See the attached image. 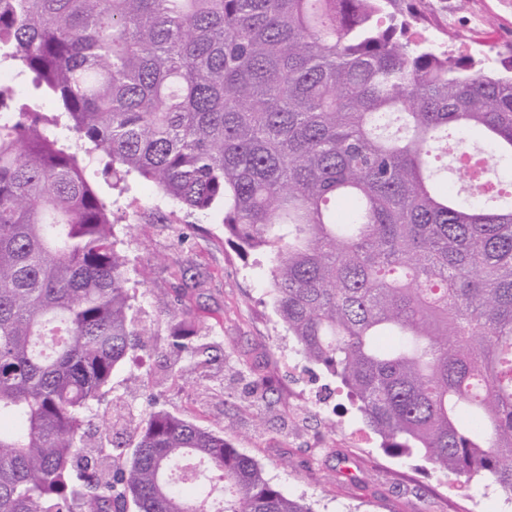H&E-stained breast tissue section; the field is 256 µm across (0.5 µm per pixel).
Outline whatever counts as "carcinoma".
Listing matches in <instances>:
<instances>
[{"mask_svg": "<svg viewBox=\"0 0 512 512\" xmlns=\"http://www.w3.org/2000/svg\"><path fill=\"white\" fill-rule=\"evenodd\" d=\"M421 0H0V512H312L166 410L88 439L135 315L112 210L61 127L272 255L299 351L396 456L512 497V185L439 192L464 132L512 164V56L406 38ZM394 11H389V8ZM191 323L173 361L215 362ZM17 83L22 89V92L18 94V97L21 100L30 103L32 107L39 112L56 111V105L49 98L43 96L35 90V88L31 84L29 75L18 77ZM47 103L51 104V108H46Z\"/></svg>", "mask_w": 512, "mask_h": 512, "instance_id": "1", "label": "carcinoma"}]
</instances>
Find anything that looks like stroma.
Segmentation results:
<instances>
[{
  "label": "stroma",
  "instance_id": "35a3bbf8",
  "mask_svg": "<svg viewBox=\"0 0 512 512\" xmlns=\"http://www.w3.org/2000/svg\"><path fill=\"white\" fill-rule=\"evenodd\" d=\"M424 35L453 53L496 59L512 54V15L496 0H423ZM85 177L112 206L118 250L138 288L141 320L152 334L114 374L91 430L120 417L139 420L161 408L222 433L290 498L313 512H512V499L485 482L463 483L419 457L391 455L340 382L305 358L280 322L268 290L265 251L241 254L224 233L221 212L188 219L149 182L114 187L107 157L79 152ZM198 272L183 288L179 268ZM205 332L220 358L208 372L164 350L173 312ZM335 431H328V422Z\"/></svg>",
  "mask_w": 512,
  "mask_h": 512
}]
</instances>
